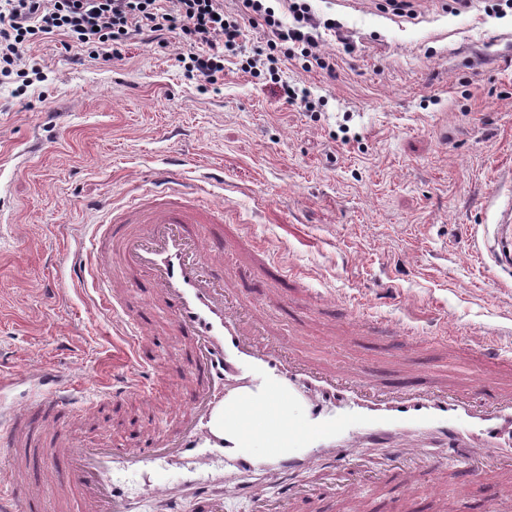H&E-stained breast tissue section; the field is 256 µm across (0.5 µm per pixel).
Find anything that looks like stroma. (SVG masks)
Masks as SVG:
<instances>
[{"instance_id": "35a3bbf8", "label": "stroma", "mask_w": 512, "mask_h": 512, "mask_svg": "<svg viewBox=\"0 0 512 512\" xmlns=\"http://www.w3.org/2000/svg\"><path fill=\"white\" fill-rule=\"evenodd\" d=\"M383 2L311 0L340 25L321 41L335 71L288 61L283 76L325 98L315 116L231 64L220 92L201 93L183 76L177 43L77 65L47 40L29 59L43 81L21 97L0 87V374L54 369L98 402V426L77 411L68 438L125 443L130 418L158 429L187 393L172 386L160 405L103 400L104 384L128 371L130 346L100 306L96 263L71 276L103 213L150 188L171 154L186 159L180 178L219 175L207 198L224 224L206 231L223 230L225 261L241 262L243 233L299 274L248 272L241 285L310 360L376 371L419 360L462 384L488 377L476 360L482 337L512 360V273L492 265L484 244L487 197L512 183V9L416 0L401 17ZM356 308L367 325L347 321ZM398 326L414 339L394 336ZM436 336L454 337L453 352L437 351ZM418 444L444 460V483L424 478L403 494L364 478L334 512H448L461 493L482 512H512L501 474L447 460L433 436ZM15 465L46 512H75L71 493L53 492L31 459ZM203 476L224 512H254L255 497L277 498L287 480L259 471L228 495L219 471ZM127 481L135 512H196L191 494L162 500L139 477Z\"/></svg>"}]
</instances>
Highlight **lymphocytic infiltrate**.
Instances as JSON below:
<instances>
[{"instance_id": "f902f5d3", "label": "lymphocytic infiltrate", "mask_w": 512, "mask_h": 512, "mask_svg": "<svg viewBox=\"0 0 512 512\" xmlns=\"http://www.w3.org/2000/svg\"><path fill=\"white\" fill-rule=\"evenodd\" d=\"M241 2V10L232 12L225 10L224 0H0V82L26 93L39 74L26 55L54 36L81 63L124 59L128 41L136 36L164 48L173 34L183 46L177 60L185 79L198 82L205 92L223 77L225 60L238 57L246 15L270 30L272 38L252 55L238 58L242 72L274 79L287 60L306 72L333 71L314 34L316 22L307 0H280L293 18L288 25L264 0Z\"/></svg>"}]
</instances>
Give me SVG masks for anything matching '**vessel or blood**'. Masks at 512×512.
Masks as SVG:
<instances>
[{
  "instance_id": "obj_1",
  "label": "vessel or blood",
  "mask_w": 512,
  "mask_h": 512,
  "mask_svg": "<svg viewBox=\"0 0 512 512\" xmlns=\"http://www.w3.org/2000/svg\"><path fill=\"white\" fill-rule=\"evenodd\" d=\"M495 228L490 255L512 270V195L492 196ZM223 208L200 205L194 185L160 178L98 225L91 241L98 260L118 251L122 268L143 281L142 310H132L125 291L109 277L100 281L102 307L132 351L131 369L114 378L105 396L157 402L176 379H186L189 398L167 429L138 435L125 446L77 444L63 438L47 450L37 445L46 425L63 433L75 409L73 384L49 370L36 372L40 389L26 406L0 410V512H31L37 495L16 500L11 451L30 447L37 466L48 468L59 486L72 487L82 512H131L117 472L140 475L155 495L172 485L191 489L197 512H224L223 499L209 493L200 475L206 461L219 459L241 471L261 466L293 475L275 500L257 499L254 512H284L285 505L320 503L323 491L305 481L315 452L331 456L337 493L352 495L359 469L346 454L352 444L382 448L380 460L365 466L368 477L407 491L417 468L433 483L444 465L405 445L423 432L475 448L467 464L475 474L512 469V390L491 383L489 401L477 402L480 383L464 386L405 364L383 377L365 367L315 364L290 351L260 320L257 298L245 295L238 267L222 262L224 245L199 232L220 224ZM167 314L174 341L160 354L143 353L145 312Z\"/></svg>"
}]
</instances>
